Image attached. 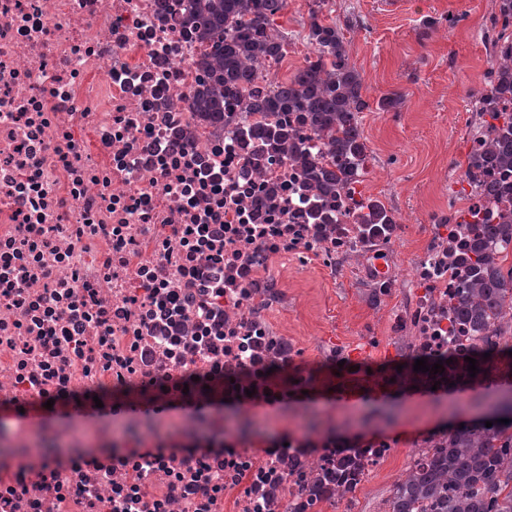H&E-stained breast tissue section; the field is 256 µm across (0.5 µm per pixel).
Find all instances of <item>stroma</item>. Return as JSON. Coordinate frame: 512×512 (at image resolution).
<instances>
[{
    "label": "stroma",
    "instance_id": "1",
    "mask_svg": "<svg viewBox=\"0 0 512 512\" xmlns=\"http://www.w3.org/2000/svg\"><path fill=\"white\" fill-rule=\"evenodd\" d=\"M328 0L327 19L343 23L350 61L367 88L369 110L361 124L373 157V178L363 182V193L380 198L401 214L413 231L400 245L401 264L395 273L404 278L405 266L418 248L432 213L448 207V194L457 179L458 162L469 151V124L473 95L484 87L485 36L491 25V0ZM312 0H288L282 25L288 29V69L305 63L309 48L300 33L308 22ZM434 19L436 27L422 36L421 24ZM400 93L403 102L390 112L375 108L385 94ZM291 299L287 315L274 322L303 326L311 361L323 346L337 340L343 348L363 347L366 327L381 328L391 302L376 301L366 284L355 280L332 282L318 269L288 273ZM331 375L319 371L305 396H289L282 413L317 421L331 414L336 430L346 439L377 435L399 438L401 446L380 473L362 486L355 512H384L394 484L408 470L417 434L434 419L456 425L480 417L503 393L512 391V379L465 396L450 393H377L339 396L330 389Z\"/></svg>",
    "mask_w": 512,
    "mask_h": 512
}]
</instances>
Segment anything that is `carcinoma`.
I'll list each match as a JSON object with an SVG mask.
<instances>
[{
  "mask_svg": "<svg viewBox=\"0 0 512 512\" xmlns=\"http://www.w3.org/2000/svg\"><path fill=\"white\" fill-rule=\"evenodd\" d=\"M326 0H314L303 40L311 48L305 65L279 81L271 93H257L249 106L261 112H298L319 135L329 163L308 154L286 125L258 133L272 147L288 149L309 184L324 199H333L358 182L368 159L361 128V112L368 108L358 70L349 63L345 38L333 21L320 18ZM287 0H188L184 18L210 51L199 63L205 81L194 95L195 110L215 122L236 103L240 91L254 81V66L284 56L288 32L277 19ZM497 41L507 50L503 62L488 72L489 85L474 94L479 119L477 135L484 145L467 157L471 168L512 167V112H495L493 105L512 97V25L504 24ZM502 122L489 133L485 117ZM370 210L368 224L391 219L378 199L361 195ZM512 245V222L484 225L473 241L472 278L455 307L460 323L478 335L471 357L476 366L512 357L507 335L512 333V271L504 275L507 255L490 249L492 243ZM489 357H483V354ZM509 423L502 424L500 420ZM492 426H486V422ZM447 445L428 449L427 460L410 469L394 485L385 512H512V397L492 405L477 421L445 430ZM343 493L326 478L317 479L307 506L332 505Z\"/></svg>",
  "mask_w": 512,
  "mask_h": 512,
  "instance_id": "obj_1",
  "label": "carcinoma"
}]
</instances>
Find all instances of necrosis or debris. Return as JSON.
Returning a JSON list of instances; mask_svg holds the SVG:
<instances>
[{
    "label": "necrosis or debris",
    "instance_id": "necrosis-or-debris-1",
    "mask_svg": "<svg viewBox=\"0 0 512 512\" xmlns=\"http://www.w3.org/2000/svg\"><path fill=\"white\" fill-rule=\"evenodd\" d=\"M187 0H0V512H291L335 455L344 492L389 460L390 438L345 442L296 421L251 446L254 408L311 385L275 261L356 275L392 298L404 220L367 234L354 198L323 201L234 105L207 124L191 99L205 51ZM511 169L464 172L454 190L489 223L512 218ZM475 227L449 216L409 263L411 292L384 332L403 369L367 372L335 347L338 392L491 383L454 354V308ZM445 361L443 372L413 362ZM102 401L104 424L60 427Z\"/></svg>",
    "mask_w": 512,
    "mask_h": 512
}]
</instances>
